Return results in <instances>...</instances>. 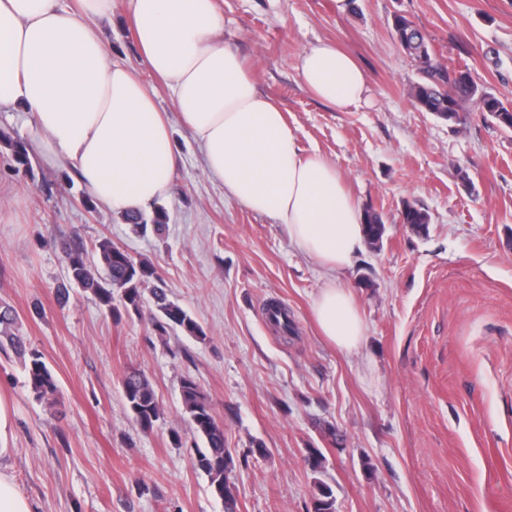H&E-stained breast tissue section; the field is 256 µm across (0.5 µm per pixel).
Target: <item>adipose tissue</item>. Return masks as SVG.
I'll use <instances>...</instances> for the list:
<instances>
[{
    "label": "adipose tissue",
    "mask_w": 512,
    "mask_h": 512,
    "mask_svg": "<svg viewBox=\"0 0 512 512\" xmlns=\"http://www.w3.org/2000/svg\"><path fill=\"white\" fill-rule=\"evenodd\" d=\"M125 12L141 66L171 90L209 176L328 272L315 321L339 351H358L363 317L338 274L361 248L364 214L339 170L305 153L281 108L258 92L252 68L224 42L217 0H125ZM111 13L112 0H0V112H24L46 162L74 171L99 206L123 215L170 197L177 156L139 66L113 60L99 35L98 19ZM298 71L335 109L368 97L361 68L332 42L306 47ZM7 426L0 401V512H31L9 471Z\"/></svg>",
    "instance_id": "ef3b65f1"
}]
</instances>
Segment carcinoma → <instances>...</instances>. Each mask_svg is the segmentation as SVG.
<instances>
[{
    "label": "carcinoma",
    "instance_id": "cac0c4a2",
    "mask_svg": "<svg viewBox=\"0 0 512 512\" xmlns=\"http://www.w3.org/2000/svg\"><path fill=\"white\" fill-rule=\"evenodd\" d=\"M392 36L406 40L407 48L418 58L416 51H431L422 31L406 16L394 17ZM453 69L439 65L425 71L412 89L417 108L436 117L454 122V114L468 101L478 103L481 111L508 130L512 129V107L487 94L475 79L456 81L451 79ZM0 145L10 151L15 169L32 172L30 153L26 142L18 135L0 132ZM168 214L162 207L152 214H133L123 217L127 224L146 228L151 224L160 231L167 224ZM400 222L418 236L428 233L429 215L420 208L405 204L400 212ZM385 233L383 216L373 209L365 211V240L378 246ZM69 280L89 290L99 305L112 317L118 319L122 313L148 314L155 334L166 336L169 331L179 329L186 335L199 340L206 333L191 313L170 300L165 288L158 284L150 289L152 304L143 309V286L155 278L153 264L147 259H137L126 250L116 246L112 240L103 238L95 245L93 261L86 259V252L77 240L66 247ZM17 315L11 306L0 305V352L8 349L23 358V366L36 397L54 402L59 396V387L53 372L47 367L43 356L36 350H26L21 336L16 333ZM125 405L139 428L146 432L153 429L162 409L154 388L146 376L130 370L120 381ZM180 396L184 414L193 435L202 441L204 447L196 449L194 467L209 479L211 491L224 503V512H238L237 498L231 473L234 468L232 457L224 448V427L216 419L211 402L197 381L186 376L180 381ZM313 512H335V498L332 490L322 484L312 503Z\"/></svg>",
    "mask_w": 512,
    "mask_h": 512
}]
</instances>
